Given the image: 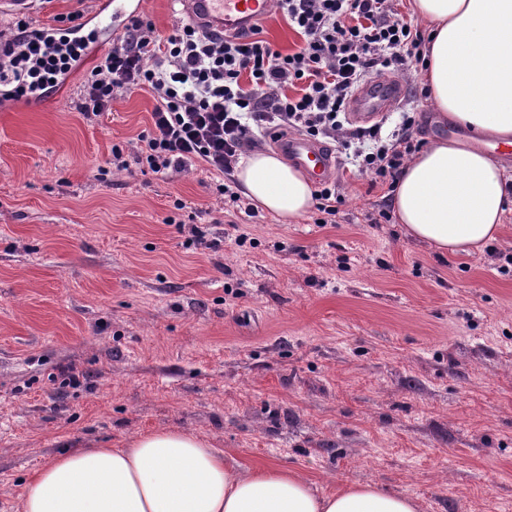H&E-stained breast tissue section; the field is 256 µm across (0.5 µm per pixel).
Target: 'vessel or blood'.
<instances>
[{"mask_svg": "<svg viewBox=\"0 0 512 512\" xmlns=\"http://www.w3.org/2000/svg\"><path fill=\"white\" fill-rule=\"evenodd\" d=\"M271 11V0H182V13L210 31L237 33L260 23ZM405 95L398 80H370L350 98L347 110L353 122L366 124L390 111ZM282 147L289 159L320 182L333 177L336 162L324 145L295 135Z\"/></svg>", "mask_w": 512, "mask_h": 512, "instance_id": "1", "label": "vessel or blood"}]
</instances>
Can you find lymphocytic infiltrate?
I'll list each match as a JSON object with an SVG mask.
<instances>
[{"label":"lymphocytic infiltrate","mask_w":512,"mask_h":512,"mask_svg":"<svg viewBox=\"0 0 512 512\" xmlns=\"http://www.w3.org/2000/svg\"><path fill=\"white\" fill-rule=\"evenodd\" d=\"M276 11L300 37L291 51L274 49L258 25L224 35L188 22L165 36L131 18L87 78L79 105L92 122L118 97L137 91L153 97L134 161L116 145L112 167L125 170L134 162L141 171L167 176L199 163L215 175L216 193L236 206L241 198L231 175L248 146L295 131L337 142L374 183L395 185L421 147L410 136L415 108L403 109L397 132L370 152L356 143L377 138L380 126L347 133L341 116L371 74L424 64L425 30L396 17L389 0H276ZM90 44L83 36L45 41L18 20L11 38L0 41L7 59L0 81L9 80L18 101L49 94L79 66ZM291 87L297 95H288Z\"/></svg>","instance_id":"obj_1"}]
</instances>
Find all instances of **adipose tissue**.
I'll list each match as a JSON object with an SVG mask.
<instances>
[{
	"label": "adipose tissue",
	"instance_id": "1",
	"mask_svg": "<svg viewBox=\"0 0 512 512\" xmlns=\"http://www.w3.org/2000/svg\"><path fill=\"white\" fill-rule=\"evenodd\" d=\"M431 40L424 85L437 112L474 142L443 138L408 162L393 192L407 234L443 254L495 241L512 176L477 141H512V0H411ZM255 207L282 222L312 207L306 174L276 152L255 150L235 172ZM17 512H418L408 496L357 485L320 496L300 474L243 469L183 430L130 439L124 447L75 448L37 472Z\"/></svg>",
	"mask_w": 512,
	"mask_h": 512
}]
</instances>
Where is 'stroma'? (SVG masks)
Masks as SVG:
<instances>
[{
	"mask_svg": "<svg viewBox=\"0 0 512 512\" xmlns=\"http://www.w3.org/2000/svg\"><path fill=\"white\" fill-rule=\"evenodd\" d=\"M101 2L37 0L29 17L89 24ZM90 72L39 106L0 102V512L67 447L176 429L321 494L512 512V207L497 256L442 255L371 223L387 190L348 164L335 223L227 224L203 167L100 177L154 100L86 122ZM417 105L414 139L467 138ZM195 226L219 250L193 245ZM67 368L77 385L56 383Z\"/></svg>",
	"mask_w": 512,
	"mask_h": 512,
	"instance_id": "obj_1",
	"label": "stroma"
}]
</instances>
